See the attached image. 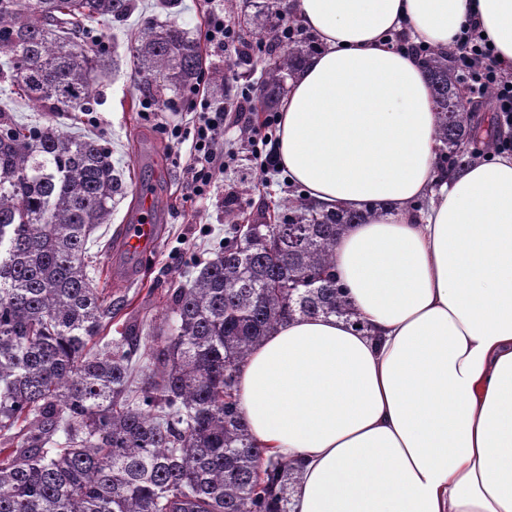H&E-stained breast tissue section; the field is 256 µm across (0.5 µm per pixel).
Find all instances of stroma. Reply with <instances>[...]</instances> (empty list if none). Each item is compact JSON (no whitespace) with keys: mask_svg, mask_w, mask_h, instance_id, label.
<instances>
[{"mask_svg":"<svg viewBox=\"0 0 512 512\" xmlns=\"http://www.w3.org/2000/svg\"><path fill=\"white\" fill-rule=\"evenodd\" d=\"M224 9V0H136V8L123 20L96 26L90 48L112 46L117 51L108 79L97 85L96 100L88 112H46L25 102L15 104L25 121L51 124L68 131L80 128L93 133L111 154L121 184L112 203V219L100 228L101 253L93 273L95 285L125 307L112 320L106 334L118 337L131 325L164 322L169 313L168 295L185 280L193 265L212 259L227 235V209L253 219L274 213L286 197L300 194L282 171H263L253 147L241 134L242 125L255 124L256 113H246L241 126L227 127L220 141L224 169L205 198H188V152L171 145L161 123L192 130L206 100L205 88L196 93L171 96L162 112L145 111V99L136 85L135 66L129 52L130 38L146 21L174 22L200 46L205 71L224 70L228 54L207 40L208 19ZM151 210L158 228L154 246L128 252L120 242L143 210Z\"/></svg>","mask_w":512,"mask_h":512,"instance_id":"stroma-1","label":"stroma"}]
</instances>
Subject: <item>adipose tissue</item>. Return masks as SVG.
Segmentation results:
<instances>
[{"mask_svg":"<svg viewBox=\"0 0 512 512\" xmlns=\"http://www.w3.org/2000/svg\"><path fill=\"white\" fill-rule=\"evenodd\" d=\"M315 49L278 159L325 210L353 317L298 318L250 353L238 407L299 465L292 512H512V153L438 163L421 59L462 26L512 70V0H290ZM363 330H356V323Z\"/></svg>","mask_w":512,"mask_h":512,"instance_id":"1","label":"adipose tissue"}]
</instances>
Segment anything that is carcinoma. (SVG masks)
Wrapping results in <instances>:
<instances>
[{
  "mask_svg": "<svg viewBox=\"0 0 512 512\" xmlns=\"http://www.w3.org/2000/svg\"><path fill=\"white\" fill-rule=\"evenodd\" d=\"M239 54L262 66L254 112H272L312 47L286 0H254ZM134 0H0V84L50 112L89 111L106 53L84 43ZM137 87L157 103L195 85L199 46L174 24L144 26L132 45ZM438 113L436 140L460 167L499 146L450 54L423 58ZM226 77L211 72L210 97ZM92 137L26 125L0 104V512H290L298 470L264 456L238 410V372L251 349L295 316L350 317L336 282L337 238L364 214L325 211L303 195L274 223L224 242L173 290L170 322L103 340L112 298L89 269L95 232L118 191Z\"/></svg>",
  "mask_w": 512,
  "mask_h": 512,
  "instance_id": "carcinoma-1",
  "label": "carcinoma"
}]
</instances>
